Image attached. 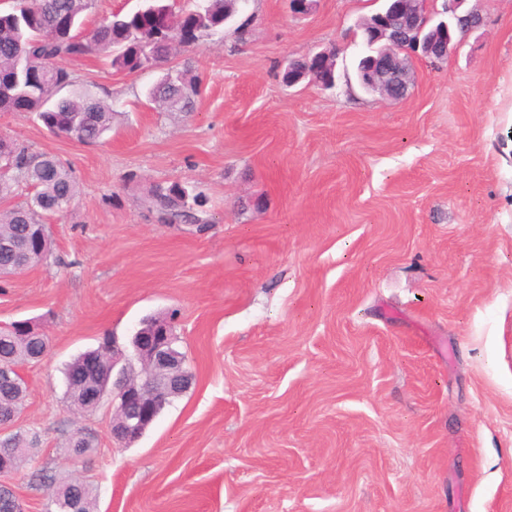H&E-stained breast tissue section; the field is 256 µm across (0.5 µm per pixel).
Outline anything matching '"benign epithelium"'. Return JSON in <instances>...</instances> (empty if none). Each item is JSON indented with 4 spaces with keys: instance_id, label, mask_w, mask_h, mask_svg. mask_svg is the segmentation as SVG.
Returning <instances> with one entry per match:
<instances>
[{
    "instance_id": "obj_1",
    "label": "benign epithelium",
    "mask_w": 512,
    "mask_h": 512,
    "mask_svg": "<svg viewBox=\"0 0 512 512\" xmlns=\"http://www.w3.org/2000/svg\"><path fill=\"white\" fill-rule=\"evenodd\" d=\"M395 10H381L366 17L378 47L368 56L361 71L362 84L381 97L402 98L400 90L410 89L411 63L424 58L438 63L455 49L461 37L482 23L475 6L469 0H390ZM308 67L294 60L288 72L299 79L324 84L321 72L335 68V57L326 51L305 56ZM176 336L169 322L149 320L135 333L132 345L135 356L117 366V346H112V365L105 377L112 379V437L131 443L141 437L157 416L160 401L175 390L173 378L181 369L175 349Z\"/></svg>"
}]
</instances>
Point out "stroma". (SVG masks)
<instances>
[{"mask_svg":"<svg viewBox=\"0 0 512 512\" xmlns=\"http://www.w3.org/2000/svg\"><path fill=\"white\" fill-rule=\"evenodd\" d=\"M377 8L248 0L173 59L203 81L189 112L147 100L160 70L67 62L114 112L94 144L0 112V137L80 186L51 259L0 288V324L49 339L15 423L39 442L6 481L23 512H49L43 470L83 480L95 512H512V0H478L481 26L414 60L396 102L354 74ZM331 47L335 87L284 83ZM173 182L207 196L202 225L148 208ZM169 315L193 382L115 442L111 401L73 413L63 368Z\"/></svg>","mask_w":512,"mask_h":512,"instance_id":"35a3bbf8","label":"stroma"}]
</instances>
